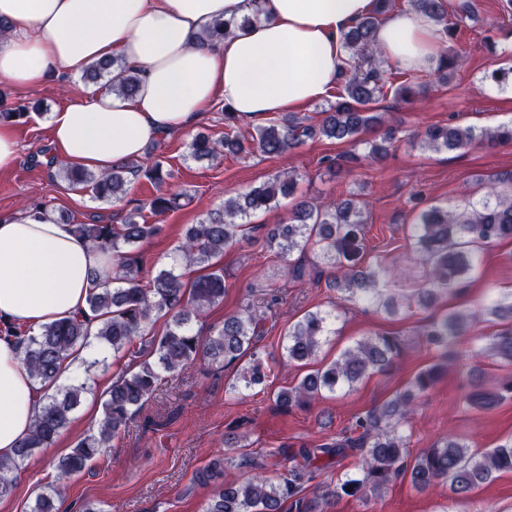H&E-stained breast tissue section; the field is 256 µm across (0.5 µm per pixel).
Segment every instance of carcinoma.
Instances as JSON below:
<instances>
[{
  "mask_svg": "<svg viewBox=\"0 0 512 512\" xmlns=\"http://www.w3.org/2000/svg\"><path fill=\"white\" fill-rule=\"evenodd\" d=\"M393 6L394 0H375L372 12L344 34L350 59L341 74V91L336 101L322 111L323 118L318 124L305 125L296 115L285 113L267 125L256 127L250 137L226 135L215 139L199 133L191 142L192 155L200 161H212L225 153L243 155L255 150L278 156L315 137L358 143L364 130L381 124L380 116L371 107L383 95L386 85L379 76L385 60L378 50L375 34ZM410 6L433 17L443 32H450L444 0H410ZM456 66V59L443 54L436 67L438 81L448 83ZM114 70L119 71V77H112ZM84 78L92 83L102 81L110 90L131 96L138 89L140 72L110 59L88 67ZM426 91V86L405 80L395 88V96L411 102ZM416 140L436 151L464 149L473 144L492 148L512 143V124L480 131L471 127L436 126L416 135ZM60 171L70 186L88 189L100 200L120 202L127 196L128 175L143 171V165L135 159L100 175L65 165L60 166ZM505 182L512 185V176L506 181L491 180L489 191L479 201L466 200L451 207L424 210L419 222L412 225L414 258L429 268V285L423 292L426 300L465 287L478 267L480 250L512 238V189H501ZM295 187L292 177L276 176L246 193L225 199L224 206L210 212L202 223L188 226L179 247V258L186 265L209 269L189 286L171 269L160 270L148 284H142L139 279L142 256L135 249L136 244L157 231L155 225L141 223L136 217L146 207L156 215L173 210L179 206L180 195L155 196L145 204H138L122 224L73 225L76 233L91 240L101 252L112 254L116 265L112 283L105 282L91 290L88 311L49 323L36 335L28 336L13 323L0 320V333L17 337L23 345V362L31 377L47 388L53 387L45 394L33 429L20 443L14 457L0 458V498L12 492L9 472L31 457L35 449L50 447L67 427L86 386L82 383L60 386L58 380L69 356L88 348L93 339L111 349L116 359H128V364L113 377L112 386L103 396L101 421L69 453L58 458L56 469L61 479L82 472L88 462L106 452L111 440L158 390L164 372L173 373L199 356L209 366L222 369L249 354L253 360L240 371V379L246 388L263 384L268 373L254 351L262 316L253 306L244 305L225 317L222 325L211 328L207 336L192 326L200 311L224 300V268L212 264L213 259L224 255V248L260 233L269 248L275 249L287 262L286 274L300 280L304 276L302 260H294L292 256L296 252L304 255L312 243L318 246L320 258L334 270L332 283L346 300L381 303L380 284L401 270L379 264L359 267L366 202L355 199L315 202L302 197L295 202L288 221L282 224L247 223L255 211L270 208L279 198L293 195ZM159 314L171 316V323L164 334L151 336L148 328ZM479 318L496 327L486 337L485 351L511 365L512 290L478 311L448 310L433 318L424 327L422 336L427 345L442 350L447 358L457 345L469 341L471 325ZM335 319L332 312L318 310L306 313L292 325L286 346L288 360L308 363L315 359L327 337L334 334ZM399 352L400 341L395 336L376 334L360 340L336 360L306 374L295 386L279 391L275 403L289 411L311 403L325 390L333 393L350 388L368 373L390 366ZM438 375L439 369L435 367L418 373L408 389L357 417L339 438L303 449L304 464L292 467L277 483L264 475L256 458L251 457L252 477L224 485L220 483L224 469L240 466L244 455L227 453L211 460L195 473L196 482L217 485L203 512H282L284 502L289 499L295 500L296 512H324L332 500L376 492L407 469L411 470L412 482L420 488L446 481L455 494L465 496L492 480L494 474L512 471V439L478 456L451 435L438 440L421 452L413 465H408L404 427L409 422L416 393L430 388ZM509 394H512V379L497 386L475 384L466 400L470 406L484 409ZM353 451L359 452L358 476L326 488L313 500L300 496L304 484L321 470L318 462L324 459L340 462ZM58 493L54 487L50 493L39 494L31 512H58L55 503Z\"/></svg>",
  "mask_w": 512,
  "mask_h": 512,
  "instance_id": "obj_1",
  "label": "carcinoma"
}]
</instances>
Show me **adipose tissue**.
<instances>
[{
  "label": "adipose tissue",
  "mask_w": 512,
  "mask_h": 512,
  "mask_svg": "<svg viewBox=\"0 0 512 512\" xmlns=\"http://www.w3.org/2000/svg\"><path fill=\"white\" fill-rule=\"evenodd\" d=\"M373 0H0V80L37 86L118 59L140 70L130 97L90 88L48 124L56 157L106 173L142 156L160 134L193 126L215 100L253 121L328 98L347 60L343 36ZM258 13L244 30L208 38L215 21ZM376 43L411 73L437 57L438 27L415 9L393 12ZM112 259L44 210L0 217V317L31 332L87 308ZM16 340L0 336V457L30 432L43 387Z\"/></svg>",
  "instance_id": "1"
}]
</instances>
